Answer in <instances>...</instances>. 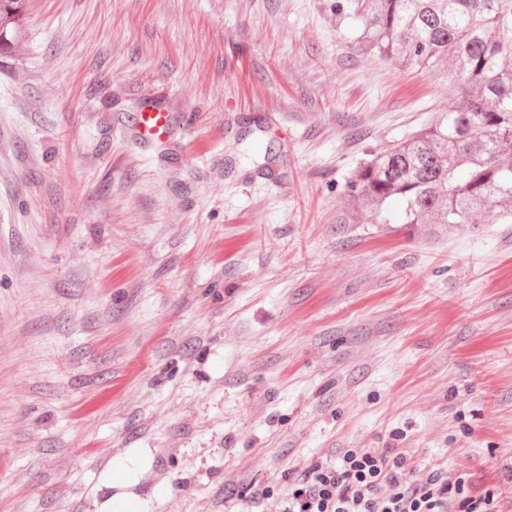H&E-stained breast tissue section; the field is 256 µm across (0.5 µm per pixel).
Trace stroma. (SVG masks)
Listing matches in <instances>:
<instances>
[{"label":"stroma","mask_w":512,"mask_h":512,"mask_svg":"<svg viewBox=\"0 0 512 512\" xmlns=\"http://www.w3.org/2000/svg\"><path fill=\"white\" fill-rule=\"evenodd\" d=\"M330 0H28L0 56V512H271L410 449L512 512V224L352 221L445 72ZM174 103L165 143L129 118Z\"/></svg>","instance_id":"obj_1"}]
</instances>
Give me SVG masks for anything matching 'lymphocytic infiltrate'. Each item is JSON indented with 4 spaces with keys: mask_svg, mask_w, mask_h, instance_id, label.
I'll list each match as a JSON object with an SVG mask.
<instances>
[{
    "mask_svg": "<svg viewBox=\"0 0 512 512\" xmlns=\"http://www.w3.org/2000/svg\"><path fill=\"white\" fill-rule=\"evenodd\" d=\"M501 494H471L464 476L420 465L401 448H347L303 469L279 512H501Z\"/></svg>",
    "mask_w": 512,
    "mask_h": 512,
    "instance_id": "f902f5d3",
    "label": "lymphocytic infiltrate"
}]
</instances>
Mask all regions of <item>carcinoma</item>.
Here are the masks:
<instances>
[{
    "instance_id": "1",
    "label": "carcinoma",
    "mask_w": 512,
    "mask_h": 512,
    "mask_svg": "<svg viewBox=\"0 0 512 512\" xmlns=\"http://www.w3.org/2000/svg\"><path fill=\"white\" fill-rule=\"evenodd\" d=\"M26 0H0V55ZM360 49L419 72L448 62L458 93L424 128L361 159L345 183L374 223L512 224V0H332Z\"/></svg>"
}]
</instances>
